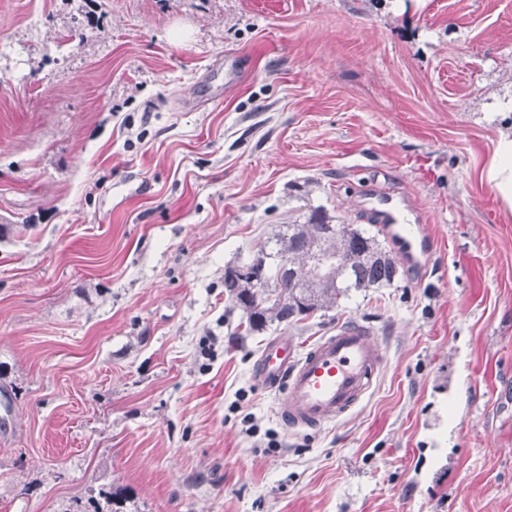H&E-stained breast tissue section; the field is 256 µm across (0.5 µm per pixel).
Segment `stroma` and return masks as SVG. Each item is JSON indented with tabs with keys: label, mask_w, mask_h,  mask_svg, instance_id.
Wrapping results in <instances>:
<instances>
[{
	"label": "stroma",
	"mask_w": 512,
	"mask_h": 512,
	"mask_svg": "<svg viewBox=\"0 0 512 512\" xmlns=\"http://www.w3.org/2000/svg\"><path fill=\"white\" fill-rule=\"evenodd\" d=\"M512 0H0V512H512ZM437 246L241 336L224 272L369 188ZM383 348L289 431L275 338ZM493 183L503 205L512 211V138H502L494 152L486 174Z\"/></svg>",
	"instance_id": "35a3bbf8"
}]
</instances>
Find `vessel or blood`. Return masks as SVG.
Returning <instances> with one entry per match:
<instances>
[{
	"instance_id": "b4317fda",
	"label": "vessel or blood",
	"mask_w": 512,
	"mask_h": 512,
	"mask_svg": "<svg viewBox=\"0 0 512 512\" xmlns=\"http://www.w3.org/2000/svg\"><path fill=\"white\" fill-rule=\"evenodd\" d=\"M369 220L381 226L404 261L417 264L430 254L433 240L423 225L410 223L391 196L376 194ZM381 348L366 326L349 322L321 337L306 352L292 343L270 344L255 377L278 392L277 413L291 430L316 429L349 413L370 391L383 365Z\"/></svg>"
}]
</instances>
